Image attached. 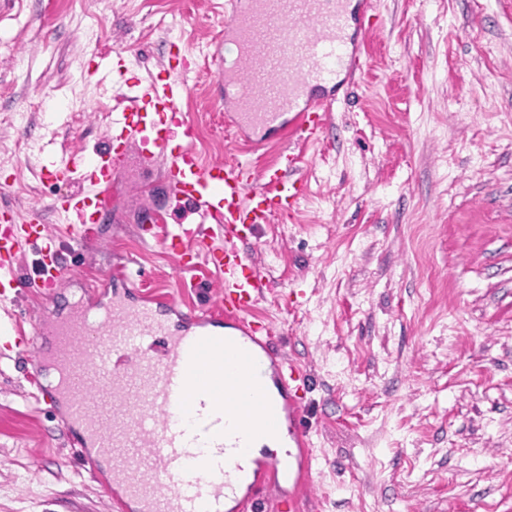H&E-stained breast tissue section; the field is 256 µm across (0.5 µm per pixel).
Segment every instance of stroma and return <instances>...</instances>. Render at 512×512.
<instances>
[{"label":"stroma","instance_id":"35a3bbf8","mask_svg":"<svg viewBox=\"0 0 512 512\" xmlns=\"http://www.w3.org/2000/svg\"><path fill=\"white\" fill-rule=\"evenodd\" d=\"M221 0H0V214L38 213L66 279L51 301L31 283L0 297V512H111L112 468L65 403L45 401L58 343L25 355L17 322H51L74 301L111 299L116 266L150 271L139 295L185 310L176 266L144 240L145 217H181L163 164L119 185L91 237L51 210L67 184L47 158L90 149L132 88L192 60L179 106L205 159L269 167L283 144L248 150L224 123L210 56ZM373 31L348 97L329 109L297 176L292 211L245 246L271 278L252 310L303 367L315 460L301 512H512V0H371ZM110 66L88 77L93 60Z\"/></svg>","mask_w":512,"mask_h":512}]
</instances>
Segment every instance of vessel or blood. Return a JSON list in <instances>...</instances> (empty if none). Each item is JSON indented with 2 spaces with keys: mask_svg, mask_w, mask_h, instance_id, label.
<instances>
[{
  "mask_svg": "<svg viewBox=\"0 0 512 512\" xmlns=\"http://www.w3.org/2000/svg\"><path fill=\"white\" fill-rule=\"evenodd\" d=\"M349 0H225L224 48L212 56L224 88V118L249 146L271 134L292 141L276 166L255 171L239 161H208L195 147L197 130L179 102L189 87L185 70L139 86L130 105L113 113L110 133L92 153L52 159L47 178L74 184L55 202L62 223L91 232L102 204L132 164L165 162L175 198L187 208L175 221L150 218L145 238L174 256L179 287L215 285L194 325L184 328L158 312L175 308L170 295L133 302L129 292L144 268L119 267L108 280L106 305L77 301L72 317L54 326L33 327L28 345L53 334L62 351V377L46 384L60 395L81 427L82 446L100 455L130 453L144 467L137 475L112 467L114 512H253L267 482L291 483L295 496L307 490L304 469L292 460H249L241 443L251 434L287 432L300 449L309 445L299 396L306 373L287 359H275L268 326L251 311L266 280L249 268L240 249L248 234L270 223L278 206L297 203L303 184L295 176L296 144L313 141L327 122L331 100L318 96L322 83L340 69L360 71L372 26L361 23V40L348 39ZM40 215L14 214L0 230V288L21 287L15 255L40 239ZM65 277L57 262L39 270L41 294L51 298ZM223 315L240 333L216 334L211 319ZM107 373L105 416L91 414L87 401ZM274 378L279 397L265 390ZM248 496H240L241 487Z\"/></svg>",
  "mask_w": 512,
  "mask_h": 512,
  "instance_id": "vessel-or-blood-1",
  "label": "vessel or blood"
}]
</instances>
